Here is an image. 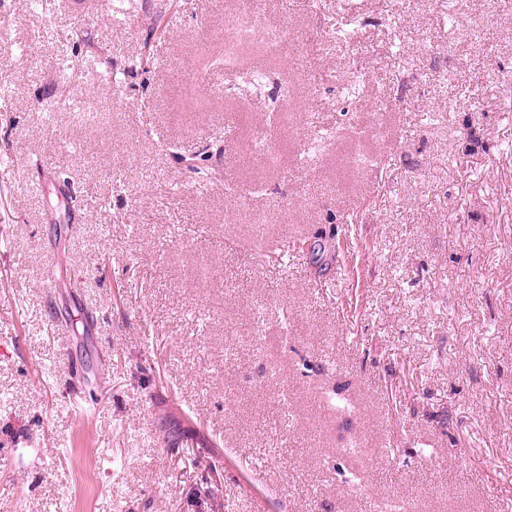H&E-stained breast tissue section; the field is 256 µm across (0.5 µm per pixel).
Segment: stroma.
<instances>
[{"label": "stroma", "instance_id": "stroma-1", "mask_svg": "<svg viewBox=\"0 0 512 512\" xmlns=\"http://www.w3.org/2000/svg\"><path fill=\"white\" fill-rule=\"evenodd\" d=\"M345 1L0 0V512H512V0Z\"/></svg>", "mask_w": 512, "mask_h": 512}]
</instances>
